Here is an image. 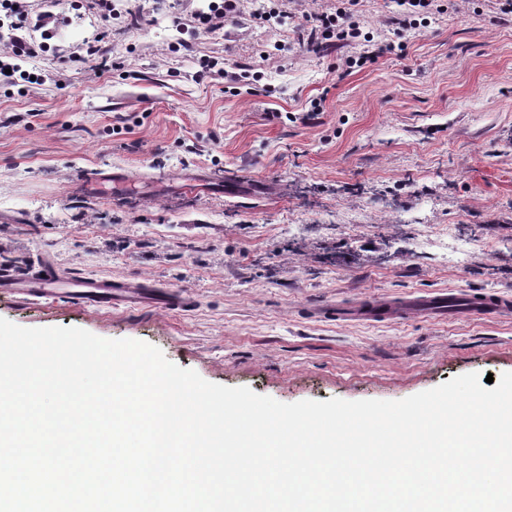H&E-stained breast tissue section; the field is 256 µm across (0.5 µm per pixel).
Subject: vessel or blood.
<instances>
[{"instance_id": "b4317fda", "label": "vessel or blood", "mask_w": 512, "mask_h": 512, "mask_svg": "<svg viewBox=\"0 0 512 512\" xmlns=\"http://www.w3.org/2000/svg\"><path fill=\"white\" fill-rule=\"evenodd\" d=\"M0 291L44 299L65 296L96 312L111 308L117 303L131 307L152 306L167 309L179 307L183 303L180 296L146 283L69 276L52 267L24 278L16 276L11 270L0 269ZM451 309L466 316L493 315L511 310L512 299L494 292L451 295L441 292L401 302L365 301L341 309L339 315L350 321H372L390 319L401 312H421L429 316L442 317Z\"/></svg>"}]
</instances>
